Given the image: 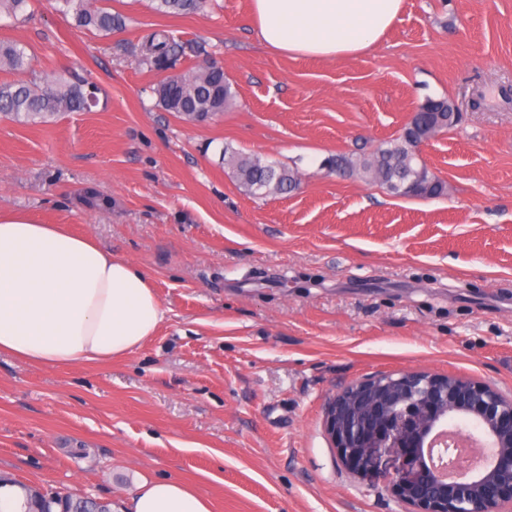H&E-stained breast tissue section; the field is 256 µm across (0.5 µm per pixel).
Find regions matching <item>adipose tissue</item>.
Segmentation results:
<instances>
[{
	"label": "adipose tissue",
	"instance_id": "ef3b65f1",
	"mask_svg": "<svg viewBox=\"0 0 512 512\" xmlns=\"http://www.w3.org/2000/svg\"><path fill=\"white\" fill-rule=\"evenodd\" d=\"M403 0H251L258 40L303 58L370 51ZM164 311L150 278L64 224L0 214V353L33 366L109 362L154 336ZM129 512H212L174 478H142Z\"/></svg>",
	"mask_w": 512,
	"mask_h": 512
}]
</instances>
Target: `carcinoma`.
Here are the masks:
<instances>
[{
    "label": "carcinoma",
    "instance_id": "1",
    "mask_svg": "<svg viewBox=\"0 0 512 512\" xmlns=\"http://www.w3.org/2000/svg\"><path fill=\"white\" fill-rule=\"evenodd\" d=\"M152 10L162 16L189 15L202 10L207 0H150ZM57 12L73 19L86 30L109 35L122 24V18L106 6L92 0H48ZM32 0H0V18L26 21L33 14ZM183 52L163 31L148 35L143 43V60L160 68ZM32 57L19 42L0 40V68L16 73L30 70ZM95 83L71 72H64L42 82L19 80L0 84V115L21 124L48 123L66 113L88 112L99 103ZM157 105L178 119L192 124H207L221 116L235 101L236 92L224 69L204 70L194 65L161 80L154 88ZM449 98H428L419 107L420 129L405 124L399 135L383 142L375 151L355 157L338 155L327 165L342 172L350 171L373 180L400 197L438 198L448 192L446 181L431 172L418 154L422 136L450 130L458 120ZM223 157L232 168L239 186L255 199L288 193L299 183L298 171L256 154L224 146ZM77 201L95 211L112 210V197L93 187L82 189ZM24 512H112L111 503L95 497H72L56 491L27 488Z\"/></svg>",
    "mask_w": 512,
    "mask_h": 512
}]
</instances>
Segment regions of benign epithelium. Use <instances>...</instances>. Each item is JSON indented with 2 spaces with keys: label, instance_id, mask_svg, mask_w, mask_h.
Segmentation results:
<instances>
[{
  "label": "benign epithelium",
  "instance_id": "benign-epithelium-1",
  "mask_svg": "<svg viewBox=\"0 0 512 512\" xmlns=\"http://www.w3.org/2000/svg\"><path fill=\"white\" fill-rule=\"evenodd\" d=\"M478 428L488 463L454 482L428 464L425 449L448 423ZM325 424L340 461L353 470L392 448L408 459L392 491L412 512H497L512 501V398L493 387L429 372L381 373L330 399Z\"/></svg>",
  "mask_w": 512,
  "mask_h": 512
}]
</instances>
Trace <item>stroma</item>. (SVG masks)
Segmentation results:
<instances>
[{
  "label": "stroma",
  "instance_id": "1",
  "mask_svg": "<svg viewBox=\"0 0 512 512\" xmlns=\"http://www.w3.org/2000/svg\"><path fill=\"white\" fill-rule=\"evenodd\" d=\"M125 25L76 28L47 0L0 40L34 77L90 75L99 104L25 126L0 118V212L66 224L151 279L164 319L108 363L55 368L0 355V473L110 501L144 477L188 481L213 512H409L383 468L342 464L326 401L381 372L429 371L512 398V0H403L369 52L333 60L270 51L251 0L161 16L107 0ZM185 43L176 71L214 61L238 95L206 126L156 103L163 71L144 37ZM459 124L420 155L448 184L403 198L323 161L395 138L426 98ZM298 170L258 200L224 146ZM93 186L106 213L78 204ZM31 64L32 57L24 44L0 40V68L25 73L30 70Z\"/></svg>",
  "mask_w": 512,
  "mask_h": 512
}]
</instances>
